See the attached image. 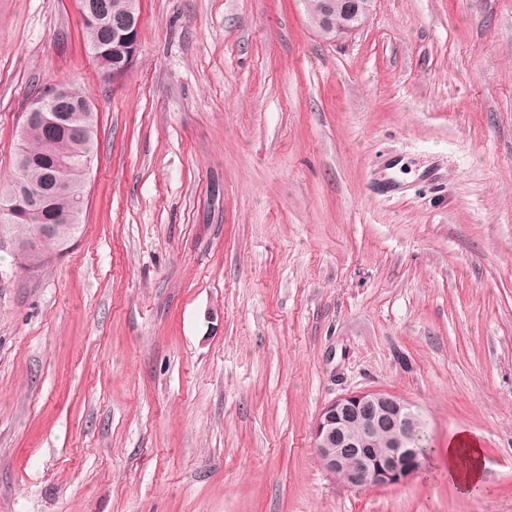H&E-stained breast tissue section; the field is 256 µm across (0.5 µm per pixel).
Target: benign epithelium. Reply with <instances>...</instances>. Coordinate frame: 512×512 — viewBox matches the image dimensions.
Instances as JSON below:
<instances>
[{
	"label": "benign epithelium",
	"mask_w": 512,
	"mask_h": 512,
	"mask_svg": "<svg viewBox=\"0 0 512 512\" xmlns=\"http://www.w3.org/2000/svg\"><path fill=\"white\" fill-rule=\"evenodd\" d=\"M376 0H310L308 14L319 20L317 33L334 42L361 29ZM336 22H331V13ZM126 48L125 65L112 71L118 83L132 66L139 51L140 9L115 23ZM418 411L404 399L389 393L365 390L351 392L328 402L313 426V448L326 472L349 488L400 485L421 470V449L410 443L404 422ZM388 432L387 446L376 448L375 438Z\"/></svg>",
	"instance_id": "7a95c632"
}]
</instances>
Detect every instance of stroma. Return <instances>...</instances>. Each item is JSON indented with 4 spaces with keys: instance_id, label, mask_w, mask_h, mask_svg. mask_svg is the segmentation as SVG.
I'll list each match as a JSON object with an SVG mask.
<instances>
[{
    "instance_id": "35a3bbf8",
    "label": "stroma",
    "mask_w": 512,
    "mask_h": 512,
    "mask_svg": "<svg viewBox=\"0 0 512 512\" xmlns=\"http://www.w3.org/2000/svg\"><path fill=\"white\" fill-rule=\"evenodd\" d=\"M62 83L99 145L74 244L0 251V512H512V0L334 42L302 0H141L116 85L79 0H0L1 182ZM374 389L476 438L482 493L326 473L317 414Z\"/></svg>"
}]
</instances>
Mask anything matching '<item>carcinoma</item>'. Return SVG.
Returning a JSON list of instances; mask_svg holds the SVG:
<instances>
[{"mask_svg":"<svg viewBox=\"0 0 512 512\" xmlns=\"http://www.w3.org/2000/svg\"><path fill=\"white\" fill-rule=\"evenodd\" d=\"M106 23L84 22L88 48L105 76L112 68L120 47L112 40V18L122 15L129 0H100ZM64 101L78 112L67 126L56 128L45 122L21 124L18 145L26 155L16 153L15 173L0 185V200L36 194L57 180L67 181L75 195H51L28 213L20 212L0 222V245L15 243L25 250L19 267L35 271L64 250L81 224L85 207V187L98 145V114L93 104L75 87L64 84Z\"/></svg>","mask_w":512,"mask_h":512,"instance_id":"obj_1","label":"carcinoma"}]
</instances>
